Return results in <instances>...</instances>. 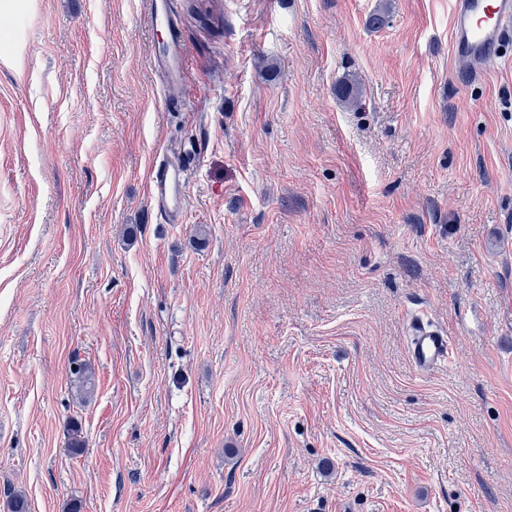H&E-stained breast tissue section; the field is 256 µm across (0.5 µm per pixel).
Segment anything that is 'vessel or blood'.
Here are the masks:
<instances>
[{
    "instance_id": "obj_1",
    "label": "vessel or blood",
    "mask_w": 512,
    "mask_h": 512,
    "mask_svg": "<svg viewBox=\"0 0 512 512\" xmlns=\"http://www.w3.org/2000/svg\"><path fill=\"white\" fill-rule=\"evenodd\" d=\"M152 25L164 27L169 42L164 53L155 55L154 65L168 91H178L182 83L184 47L168 0H150ZM512 31V0H454L450 31V58L457 74L477 78L486 74V66L501 57L504 37ZM188 172L170 160L153 163L149 191L167 207L172 217L182 212V200ZM411 365L426 372L445 365L451 359L452 343L434 325L412 320L407 341Z\"/></svg>"
}]
</instances>
